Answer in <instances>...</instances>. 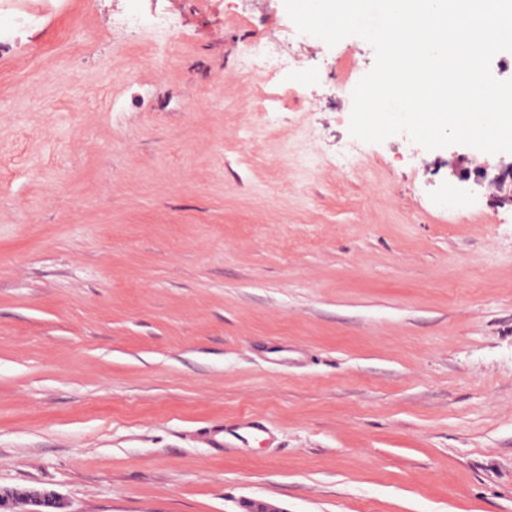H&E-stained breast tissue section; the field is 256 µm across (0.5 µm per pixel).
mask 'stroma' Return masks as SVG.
Masks as SVG:
<instances>
[{
	"instance_id": "stroma-1",
	"label": "stroma",
	"mask_w": 512,
	"mask_h": 512,
	"mask_svg": "<svg viewBox=\"0 0 512 512\" xmlns=\"http://www.w3.org/2000/svg\"><path fill=\"white\" fill-rule=\"evenodd\" d=\"M25 2L39 23L0 42V488L512 512V194L459 179L512 153L399 134L338 167L374 50L295 39L255 109L284 0ZM287 36L258 44L253 49V66L260 73L273 74L278 67L288 64L283 60Z\"/></svg>"
}]
</instances>
